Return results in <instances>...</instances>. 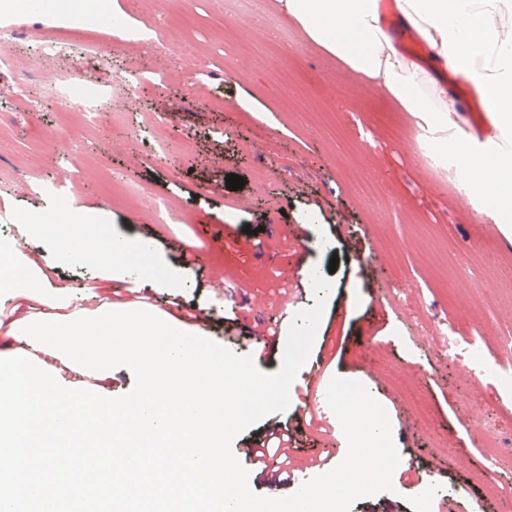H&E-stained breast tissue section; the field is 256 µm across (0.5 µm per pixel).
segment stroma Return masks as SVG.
<instances>
[{
  "instance_id": "obj_1",
  "label": "stroma",
  "mask_w": 512,
  "mask_h": 512,
  "mask_svg": "<svg viewBox=\"0 0 512 512\" xmlns=\"http://www.w3.org/2000/svg\"><path fill=\"white\" fill-rule=\"evenodd\" d=\"M139 0L132 42L111 22L82 25L30 11L0 18L17 34L14 63L0 72V210L9 237L36 260L50 284L64 287L62 321L102 301L137 304L186 327L196 314L204 338L279 371L290 319L313 307L302 273H327L332 287L306 365L287 410L238 434L231 448L251 490L280 498L337 466L347 441L324 427L311 392L341 377L361 383L386 410L400 458L393 491L355 500L350 512H503L512 465L496 483L482 479L483 430L512 437V403L493 382L475 386L450 340L481 331L483 347L512 364V286L500 285L493 256H511L507 240L474 206L454 204V166L431 177L404 127L419 128L381 89L363 84L335 57L312 46L294 22L253 0ZM188 43L189 58L167 69L177 80L137 86L109 82L164 58V44ZM99 53L85 57L82 47ZM80 76L103 106L83 117L80 96L49 90ZM156 138L153 153L145 138ZM243 177L231 191L225 177ZM65 178L75 196L68 213L36 196ZM165 201L169 217H152ZM43 229L32 235L26 217ZM98 218L99 238L146 245L130 254L136 272L114 280L99 264L66 260L50 244L64 219ZM268 334L267 343L255 340ZM422 389L420 415L404 385ZM294 440L280 469L284 482L258 480L243 453L272 421ZM433 481L437 498L421 484Z\"/></svg>"
}]
</instances>
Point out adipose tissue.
<instances>
[{
    "mask_svg": "<svg viewBox=\"0 0 512 512\" xmlns=\"http://www.w3.org/2000/svg\"><path fill=\"white\" fill-rule=\"evenodd\" d=\"M277 6L310 43L342 61L360 81L382 87L432 129L448 121L454 100L418 63L398 53L381 0H277ZM393 6L436 60L463 66L471 85L488 99L494 135L475 150L473 161H462L457 139L445 140L443 149L467 178L470 202L485 201L488 221L501 234H512V0H393ZM0 296L26 303L14 329L36 343L62 348L66 357L98 375L107 374L111 348L100 347L90 356L76 349L73 339L109 335L119 320L111 310L96 308L68 325L51 317L64 298L38 288L35 268L20 258L15 241L0 242Z\"/></svg>",
    "mask_w": 512,
    "mask_h": 512,
    "instance_id": "1",
    "label": "adipose tissue"
}]
</instances>
